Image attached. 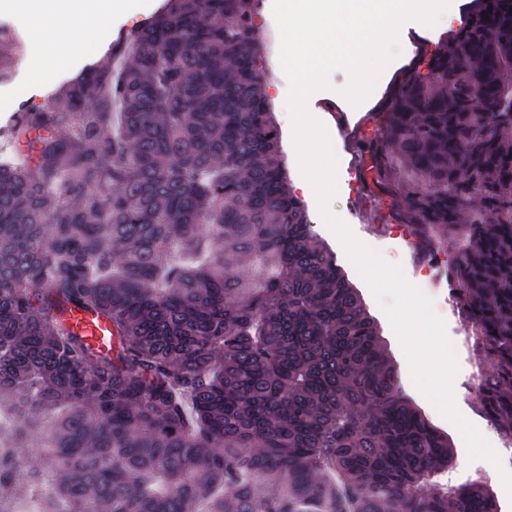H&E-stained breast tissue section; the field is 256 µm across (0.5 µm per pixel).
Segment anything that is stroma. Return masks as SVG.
<instances>
[{
    "label": "stroma",
    "mask_w": 512,
    "mask_h": 512,
    "mask_svg": "<svg viewBox=\"0 0 512 512\" xmlns=\"http://www.w3.org/2000/svg\"><path fill=\"white\" fill-rule=\"evenodd\" d=\"M140 4L141 9L136 19L130 20L123 17L114 19L111 32L96 37L94 51L74 54L52 78L46 81L31 80L30 69L27 65V59L31 54L29 47H22L21 51L16 52L11 47L1 45L0 54L12 59V76L9 80L0 82V129L9 127L24 109L40 107L49 103L56 89L65 79L76 74L85 64L104 54L117 39L119 33L129 31L135 21H142L152 16L159 8L161 0H140ZM445 34L446 30L442 27L423 30L415 23H405L399 39L400 53L381 73L373 96L368 103L369 112L381 110L390 87L409 68L417 52L425 47H433L434 43L438 42ZM346 77L345 71H334L330 77L332 90L316 92L308 101L310 112H317L319 104L322 103L329 108L328 113L324 115L325 125L334 141L338 161L337 194L330 204V209L352 228L354 234L362 242L379 251L387 261L401 264L406 278L412 284L425 289L427 296L433 299L434 310L445 321L447 335L452 344L463 348V356L458 361L459 373L454 382L456 406L461 415L477 427L491 446H499L500 436L497 430L479 412V397L475 391L473 380L475 359L472 349L466 345L468 325L456 309L449 307L447 284L442 282L437 287H428L422 275V270L426 265L424 254L409 248L402 238L389 235L387 230L388 211L380 203H373L368 213L367 222L363 223L358 219L360 202L352 191L348 175V167L355 155L349 135L341 131L338 115L344 112L345 107L337 102L334 92L335 87L342 85ZM264 82L278 87L277 92L269 93L268 99L281 133L288 181L293 184L299 179L300 172L292 155V137L283 112L282 96L289 91L288 81L283 70L274 67L272 62L268 61L264 64ZM304 201L308 207L314 232L335 253L342 271L354 288L359 291L367 311L375 320L387 351L396 366L404 392L434 426L448 435L457 456L454 468L448 472L449 480L461 484L476 476H484L495 491L502 512H512V498L508 497L496 467L488 465L483 459L469 460L467 447L461 433L417 389L411 379L406 356L392 330L388 317L374 298L367 283L347 259L341 244L324 224L314 195H305Z\"/></svg>",
    "instance_id": "stroma-1"
}]
</instances>
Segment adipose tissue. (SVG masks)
I'll use <instances>...</instances> for the list:
<instances>
[{
    "label": "adipose tissue",
    "mask_w": 512,
    "mask_h": 512,
    "mask_svg": "<svg viewBox=\"0 0 512 512\" xmlns=\"http://www.w3.org/2000/svg\"><path fill=\"white\" fill-rule=\"evenodd\" d=\"M137 6L138 0H0V12L22 16L31 44L40 49L31 66L38 80L48 79L65 53L78 50V35L106 33L115 17Z\"/></svg>",
    "instance_id": "obj_1"
}]
</instances>
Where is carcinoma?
Segmentation results:
<instances>
[{
  "instance_id": "carcinoma-1",
  "label": "carcinoma",
  "mask_w": 512,
  "mask_h": 512,
  "mask_svg": "<svg viewBox=\"0 0 512 512\" xmlns=\"http://www.w3.org/2000/svg\"><path fill=\"white\" fill-rule=\"evenodd\" d=\"M257 2L162 0L3 132L0 512H500L441 482L448 435L289 187ZM511 105L512 0H473L357 141L391 223L455 252L510 438ZM68 319L96 347L106 349L111 344L110 326L104 320L80 311L69 313Z\"/></svg>"
}]
</instances>
